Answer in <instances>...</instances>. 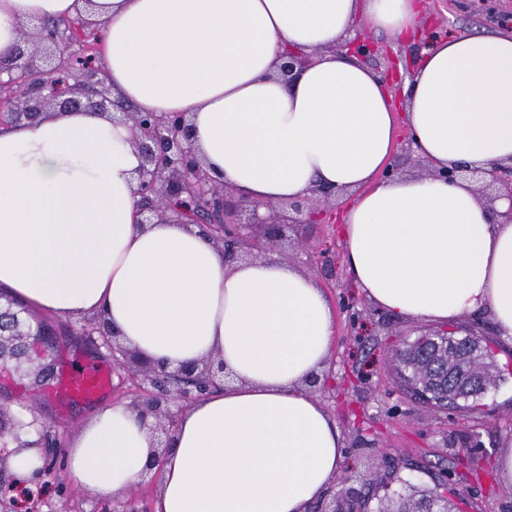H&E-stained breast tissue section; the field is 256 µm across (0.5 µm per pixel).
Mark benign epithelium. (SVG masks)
Masks as SVG:
<instances>
[{"label":"benign epithelium","mask_w":512,"mask_h":512,"mask_svg":"<svg viewBox=\"0 0 512 512\" xmlns=\"http://www.w3.org/2000/svg\"><path fill=\"white\" fill-rule=\"evenodd\" d=\"M65 31L61 24L41 26L23 33L15 49L0 56V126L10 127L35 119L49 108L60 112H108L122 108L112 97L111 87L100 71L70 72L72 84L58 81L66 69L61 51ZM358 59L374 53L370 43L355 36L339 46ZM309 57L289 51L278 72L292 79ZM132 123L134 143L140 155L138 212L144 224H196L207 232L228 262L261 258L286 236L289 227L321 224L322 213L338 198L334 189L316 187L304 198L280 204H259L240 196L233 188L212 179L198 161L192 147L193 127L185 114L168 116L149 112H125ZM426 172L448 183L483 171L476 167L426 168ZM480 199L492 210L505 196L512 202V165L501 166L491 182L476 188ZM96 332L112 339V352L119 366L138 390L132 403L144 417L154 419L152 429L171 438L178 411L224 382V362L211 360L170 370L142 358L120 343V337L103 322ZM47 356L44 331L34 330L22 311L0 304V370L12 375L22 366Z\"/></svg>","instance_id":"obj_1"}]
</instances>
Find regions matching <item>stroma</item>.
Wrapping results in <instances>:
<instances>
[{
  "mask_svg": "<svg viewBox=\"0 0 512 512\" xmlns=\"http://www.w3.org/2000/svg\"><path fill=\"white\" fill-rule=\"evenodd\" d=\"M430 37L453 32L512 34V0H424ZM375 53L364 64L384 73L393 55L417 61L423 40L397 43L388 34H369ZM305 247L284 240L276 257L310 273L333 305L335 345L328 369L314 383L317 397L334 417L345 443L341 473L353 477L377 498L412 496L439 475L466 497L464 512H512V486L500 480L496 464L503 448L512 446V342L498 337L490 318L472 314L463 320L495 343L501 381L478 410L441 411L411 400L393 381L390 361L403 340L424 331L423 323L400 318L371 303L351 279L344 260V242L332 224L313 227ZM53 351L54 372L39 389L11 387L0 403L14 414L35 415L48 440V468L21 493L10 469L0 470V512H122L120 498L86 496L69 470L68 451L73 436L98 404L130 402L133 390L122 368L114 366L112 350L100 336L88 335L79 319L41 315ZM104 364L112 369V383L100 402L76 401L58 405L56 390L63 374L79 365ZM478 441L467 453H458L459 439ZM393 461L415 463L390 488L378 487L385 466Z\"/></svg>",
  "mask_w": 512,
  "mask_h": 512,
  "instance_id": "1",
  "label": "stroma"
}]
</instances>
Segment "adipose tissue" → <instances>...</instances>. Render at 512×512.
Segmentation results:
<instances>
[{
	"instance_id": "obj_1",
	"label": "adipose tissue",
	"mask_w": 512,
	"mask_h": 512,
	"mask_svg": "<svg viewBox=\"0 0 512 512\" xmlns=\"http://www.w3.org/2000/svg\"><path fill=\"white\" fill-rule=\"evenodd\" d=\"M97 3L0 0V51L22 24L92 15L113 95L187 114L213 179L257 203L345 191L346 264L370 302L417 322L483 312L512 340V223L469 182L381 177L400 121L432 166L512 164V34L434 39L399 104L336 46L363 30L405 40L420 0ZM289 49L312 62L287 83L276 71ZM139 166L129 124L107 112L0 128V288L60 318L100 316L170 368L219 357L228 376L162 456L129 405L97 410L72 440L73 478L119 497L158 458L153 512H307L343 461L335 420L307 391L332 356L333 307L288 263H228L197 227L140 223Z\"/></svg>"
}]
</instances>
